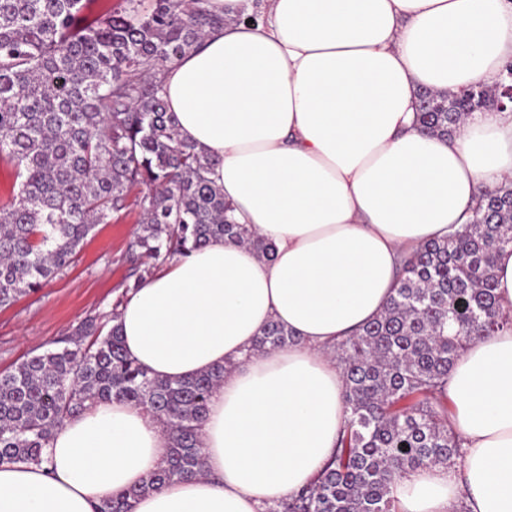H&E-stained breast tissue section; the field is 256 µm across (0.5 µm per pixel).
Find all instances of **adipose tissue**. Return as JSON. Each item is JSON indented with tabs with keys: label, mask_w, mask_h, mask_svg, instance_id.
Wrapping results in <instances>:
<instances>
[{
	"label": "adipose tissue",
	"mask_w": 512,
	"mask_h": 512,
	"mask_svg": "<svg viewBox=\"0 0 512 512\" xmlns=\"http://www.w3.org/2000/svg\"><path fill=\"white\" fill-rule=\"evenodd\" d=\"M224 15L157 73L181 140L212 161L238 223L167 261L116 323L160 379L225 366L202 428L204 476L133 512H265L307 486L345 423L332 354L385 308L401 262L465 224L512 181V109L455 135L415 122L419 89L494 86L512 65V0H212ZM296 341L255 354L270 322ZM455 466L397 478V512H512V330L475 340L448 373ZM166 427L122 401L66 421L47 463L0 462V512H96L169 454Z\"/></svg>",
	"instance_id": "adipose-tissue-1"
}]
</instances>
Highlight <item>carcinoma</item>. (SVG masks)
Segmentation results:
<instances>
[{"instance_id": "carcinoma-1", "label": "carcinoma", "mask_w": 512, "mask_h": 512, "mask_svg": "<svg viewBox=\"0 0 512 512\" xmlns=\"http://www.w3.org/2000/svg\"><path fill=\"white\" fill-rule=\"evenodd\" d=\"M83 0H0V156L20 179L0 205V307L67 269L99 224L136 199L141 230L131 243L139 288L152 268L217 240L270 247L230 216L209 162L181 141L159 68L224 25L211 0H127L87 20ZM474 97L434 91L417 113L421 129L450 136ZM512 244V182L483 194L471 222L430 241L402 269L395 296L362 331L333 348L342 369L347 420L340 448L312 482L268 512H395L390 485L409 469L453 464L461 439L448 430V372L474 340L512 328L499 311L494 256ZM93 314L75 330L91 336L21 361L0 374V462L44 461L65 421L95 402L119 400L162 421L166 464L98 512H132L133 501L204 474L201 432L217 366L190 379L151 376L124 348L118 327ZM293 335L269 323L253 351L288 346Z\"/></svg>"}]
</instances>
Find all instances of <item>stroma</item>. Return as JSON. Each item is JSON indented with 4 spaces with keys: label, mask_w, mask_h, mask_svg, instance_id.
<instances>
[{
    "label": "stroma",
    "mask_w": 512,
    "mask_h": 512,
    "mask_svg": "<svg viewBox=\"0 0 512 512\" xmlns=\"http://www.w3.org/2000/svg\"><path fill=\"white\" fill-rule=\"evenodd\" d=\"M133 206L111 223L98 225L74 263L37 292L0 307V373L68 338L93 313H111L131 272L130 242L140 229Z\"/></svg>",
    "instance_id": "1"
}]
</instances>
